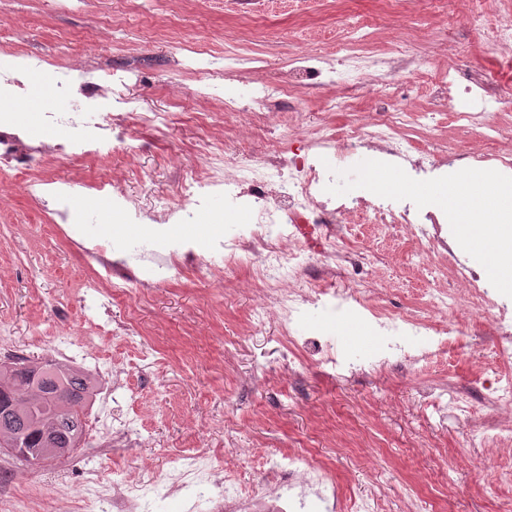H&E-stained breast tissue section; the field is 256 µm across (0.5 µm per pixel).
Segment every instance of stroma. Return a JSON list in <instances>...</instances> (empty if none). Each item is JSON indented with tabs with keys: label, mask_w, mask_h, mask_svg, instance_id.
<instances>
[{
	"label": "stroma",
	"mask_w": 512,
	"mask_h": 512,
	"mask_svg": "<svg viewBox=\"0 0 512 512\" xmlns=\"http://www.w3.org/2000/svg\"><path fill=\"white\" fill-rule=\"evenodd\" d=\"M125 20L119 41L88 52L85 38L103 21ZM421 31L410 44L416 67L394 78V94L370 86L347 100L344 86L319 87L289 97L273 121L285 135L274 138L246 117L223 124L202 123L203 114L224 107V95L251 82L275 81L289 58L308 49L328 59L346 45L362 55L396 56L411 22ZM26 32L24 59L0 66V83L11 81L21 110L17 132L29 146L42 143L47 113L57 111L43 94L40 71L46 63L68 70L78 60L94 72L112 71L114 88L137 99L143 115L178 113L177 122L158 128L128 123L123 112L113 125L128 134L110 139L106 159L92 155H35L31 172L68 192H83V223H61L67 198L15 194V168L0 163V329L5 348L22 359L56 360L53 334L75 339L88 329L87 317L107 325L73 367L88 369L89 358L123 367L122 381L135 397L129 402L145 440L138 448L106 450L91 456L79 449L67 461L63 485L42 490L37 512H72L87 470L109 477L114 465L130 474L144 467L168 470L179 450L205 449L230 469L242 486L262 482L261 457L274 452H307L314 465L328 468L341 498L339 512L369 501L373 512H500L512 500V484H494L485 462L512 469V454L500 451L491 434L500 414L489 404L496 376L481 370L496 360L497 328L491 320L466 312L468 284L456 273L470 259L456 237L448 246L454 263L431 275L417 259L427 240L401 229L364 224L357 240L332 246L313 233L301 247L316 281L366 289L374 303L393 313L438 319L426 304L445 290L464 309L461 332L447 355L428 365L394 360L371 365L379 338L362 318L337 315L332 307L306 313L297 346H289L276 318L258 322L252 311L255 274L243 266L227 269L179 265L166 282L136 295L114 292L104 282L85 314L70 299L75 284L109 258L116 270L144 276L133 242L144 240L167 252L171 244L213 257L225 236L249 224L240 210L225 224L216 207L221 191L211 192L178 219L153 217L162 205L183 203L195 176L193 162L206 139L263 161L304 153L315 132L386 121L398 108L412 119L402 128L415 147L434 152L447 164L449 151L512 152V142L487 137L485 130L457 121L437 89L476 86L486 78L512 82V46H493L450 0H0V28ZM251 64L222 82L219 98L195 94L205 77L184 70L175 47L190 37L220 58L234 50L241 34ZM404 164L366 151L357 169L341 168L338 194L361 190L366 197L394 191ZM111 183L113 191L138 197L140 215L113 213L92 185ZM353 253L358 263L323 265L331 248ZM465 395L473 406L463 415L453 405ZM447 401L448 409L437 406Z\"/></svg>",
	"instance_id": "35a3bbf8"
}]
</instances>
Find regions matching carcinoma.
<instances>
[{
  "mask_svg": "<svg viewBox=\"0 0 512 512\" xmlns=\"http://www.w3.org/2000/svg\"><path fill=\"white\" fill-rule=\"evenodd\" d=\"M94 389L91 375L67 365L49 363L31 381L10 374L8 366L0 364V403L11 398L21 404L19 414L6 422L0 438L18 448H41L43 434L53 430L61 446L84 441L85 408ZM56 390L73 396L69 408H63L50 397Z\"/></svg>",
  "mask_w": 512,
  "mask_h": 512,
  "instance_id": "carcinoma-1",
  "label": "carcinoma"
}]
</instances>
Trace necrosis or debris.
<instances>
[{"mask_svg": "<svg viewBox=\"0 0 512 512\" xmlns=\"http://www.w3.org/2000/svg\"><path fill=\"white\" fill-rule=\"evenodd\" d=\"M413 63V57L407 54L369 59L350 49L338 58L336 67L323 68L317 57L307 55L302 65L290 67L278 82L254 86L246 93L225 98L224 110L231 114L247 112L267 123L288 96L338 76L354 89L363 88L366 80L378 81L389 94L393 91L390 75L409 69ZM111 82L108 73L94 81L78 67L67 72L44 67L47 97L65 106L64 111L51 113L54 127L79 124L90 130H102L116 110L139 117L135 99L123 94L108 95L105 87ZM405 118V112L397 111L381 124L354 126L336 136L317 135L304 156L289 159L284 165L232 163L218 147L203 153L199 173L184 189V201L198 204L211 188L220 186L230 194L232 204L247 202L255 222L225 242L224 263L257 265L261 287L256 293V306L275 315L283 331H290L300 323L304 309L309 306L330 305L337 311L357 316L369 311V297L364 291L353 287L326 288L307 280L304 276L307 259L298 241L305 236L306 226L312 220L319 224L342 223L344 238H355L356 225L351 219L355 213L362 214L370 224L412 227L409 209H398L394 197L383 195L368 200L337 195L334 169L318 161L319 154L337 142L344 160H355L362 150L370 149L409 159L414 174L427 172L434 167V158L427 153H416L413 143L399 134L398 125ZM0 161L27 173L31 161L30 149L1 116ZM41 184V179L28 173L15 189L29 194ZM372 324L388 339L375 356L381 364L393 358L412 364L428 362L448 350L459 333L454 320L435 325L377 314ZM123 388L120 380L113 379L114 407L110 420L97 416L88 423L89 428L102 431L98 447L132 448L141 440L136 417L130 416L122 405ZM178 461L177 468L162 477L146 467L133 476L120 469L113 470L108 483L89 478L83 489L85 504L90 507L104 502L112 512H150V495L162 486L171 493L186 489L200 492L206 497L207 512H336L338 506L332 475L314 467L303 452L292 453L285 459L265 456L266 480L253 488L242 487L231 473L222 472L216 466L212 455L202 450H181Z\"/></svg>", "mask_w": 512, "mask_h": 512, "instance_id": "4bbe7bcc", "label": "necrosis or debris"}]
</instances>
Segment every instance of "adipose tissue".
<instances>
[{
	"label": "adipose tissue",
	"mask_w": 512,
	"mask_h": 512,
	"mask_svg": "<svg viewBox=\"0 0 512 512\" xmlns=\"http://www.w3.org/2000/svg\"><path fill=\"white\" fill-rule=\"evenodd\" d=\"M435 203L447 206L458 241L467 249L472 262L488 268L504 287L512 288V263L504 255L512 241L489 239V230L475 220L476 213L493 215L499 209H512V191L487 189L483 180L467 178L449 185L447 191L434 195Z\"/></svg>",
	"instance_id": "obj_1"
}]
</instances>
